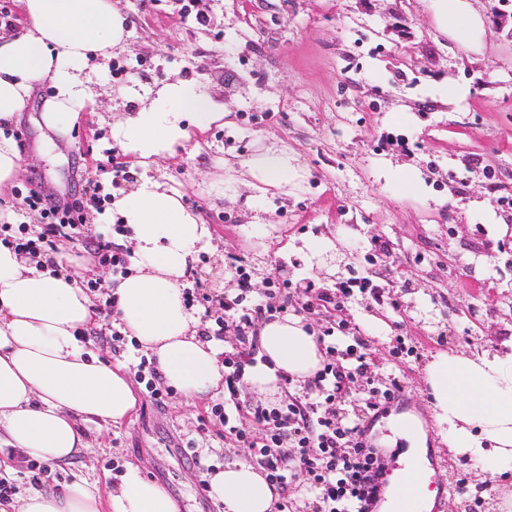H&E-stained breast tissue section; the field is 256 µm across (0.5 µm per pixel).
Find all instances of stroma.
Returning <instances> with one entry per match:
<instances>
[{
	"mask_svg": "<svg viewBox=\"0 0 512 512\" xmlns=\"http://www.w3.org/2000/svg\"><path fill=\"white\" fill-rule=\"evenodd\" d=\"M130 36L112 59L104 91L78 125L60 134L34 96L13 130L23 153L0 210L29 228L39 210L22 204L29 190L89 211L88 235L118 234L90 212L91 193L132 188L136 174L112 138L113 106L132 82L151 86L179 77L204 84L226 116L185 143L178 161H162L154 179L182 195L212 232L187 287L232 292L231 256L244 257L257 289L269 277L284 285L335 290L366 277L381 302L347 303L348 336L366 344L368 374L379 387L403 378L382 426L400 414L417 417L426 445L447 481L446 512H494L512 493V473L483 475L467 456L448 451L434 419L424 367L442 352H494L512 338V0H479L485 34L467 50L442 34L427 0H120ZM276 148L293 157L299 188L248 207L236 184L243 162ZM122 178H112L113 168ZM413 172L409 193L396 175ZM224 182V199L211 186ZM334 238L359 262L334 272L310 265L308 243ZM475 307V318L455 316ZM113 318L90 331L92 353L135 369L144 351L112 349ZM405 354L394 355L395 338ZM204 406L172 393L163 405L139 401L121 424H100L70 462L45 464L52 490L82 478L117 482L127 465L160 484L179 512H224L200 485V467L215 470L250 449L199 433ZM195 453H184L189 439Z\"/></svg>",
	"mask_w": 512,
	"mask_h": 512,
	"instance_id": "35a3bbf8",
	"label": "stroma"
}]
</instances>
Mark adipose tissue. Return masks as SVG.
Masks as SVG:
<instances>
[{
  "mask_svg": "<svg viewBox=\"0 0 512 512\" xmlns=\"http://www.w3.org/2000/svg\"><path fill=\"white\" fill-rule=\"evenodd\" d=\"M17 2L23 23L0 39V195L23 164L11 128L38 88L51 89L42 102L44 122L71 129L93 101L113 49L128 37L115 0ZM431 7L442 32L463 48L480 45L484 21L468 0H431ZM123 96L133 107L113 123L112 137L144 176L106 214L108 221L127 225L124 243L133 254L132 273L114 285V315L154 358L166 384L195 403L224 388L222 350L200 336V319L183 299V279L212 236L179 192L147 173L223 121L224 106L205 86L180 78L136 83ZM300 179L292 157L282 151L244 166L243 182L254 192L256 210L269 191L287 192ZM55 262L51 269L0 244V477L25 456L69 462L87 447L93 426L120 424L137 405L126 365L102 362L79 340V331L98 326L100 315L78 282L72 258L61 253ZM258 340L265 361L251 368L247 383L261 394L278 395L284 375L295 384L306 382L325 358L298 315L263 322ZM426 373L449 453L469 456L490 476L512 472V341L477 357L438 354ZM210 482L224 512L274 510L276 492L248 462L225 465ZM16 512H178V505L131 466L107 492L83 481L35 489Z\"/></svg>",
  "mask_w": 512,
  "mask_h": 512,
  "instance_id": "ef3b65f1",
  "label": "adipose tissue"
}]
</instances>
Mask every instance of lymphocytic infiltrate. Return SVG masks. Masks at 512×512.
Segmentation results:
<instances>
[{"label":"lymphocytic infiltrate","instance_id":"obj_1","mask_svg":"<svg viewBox=\"0 0 512 512\" xmlns=\"http://www.w3.org/2000/svg\"><path fill=\"white\" fill-rule=\"evenodd\" d=\"M24 203L41 208L44 222L32 233L23 225L14 228L1 224L0 232L11 234L15 251L47 258L55 250L56 238L81 240L87 220L81 209L60 208L35 191ZM230 267L237 282L236 293L200 299L202 305L217 312L214 338L223 339L228 330L234 333L230 349L224 352V392L229 402L212 406V416L222 424L225 437L250 448L278 495L299 489L311 496L312 512H367L365 504L378 491L376 478L384 461L364 447L358 422L339 413L338 408L359 384L368 394L366 409L374 410L401 391L400 378L392 377L387 389L376 388L367 375L366 353L355 345L343 344L330 326L318 339L329 360L300 396L277 407L241 399L245 363L256 351L255 326L273 307L263 299L245 305L246 296L254 291L251 274L243 258L232 257ZM358 293L376 298L380 290L365 279L340 283L335 294L307 287L301 298L286 299L282 306L297 314L312 311L318 303L337 309Z\"/></svg>","mask_w":512,"mask_h":512}]
</instances>
